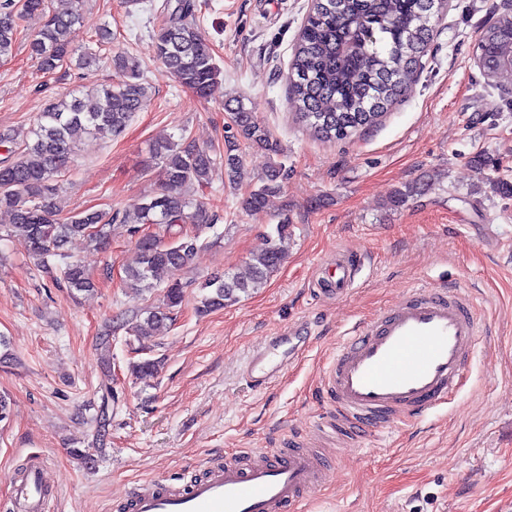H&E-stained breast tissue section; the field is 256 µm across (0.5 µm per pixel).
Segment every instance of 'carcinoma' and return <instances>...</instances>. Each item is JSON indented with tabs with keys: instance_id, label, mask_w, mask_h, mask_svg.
Masks as SVG:
<instances>
[{
	"instance_id": "carcinoma-1",
	"label": "carcinoma",
	"mask_w": 512,
	"mask_h": 512,
	"mask_svg": "<svg viewBox=\"0 0 512 512\" xmlns=\"http://www.w3.org/2000/svg\"><path fill=\"white\" fill-rule=\"evenodd\" d=\"M446 5L447 0H312L294 46L289 76L299 121L318 138L336 142L377 124L417 76L432 36L430 19ZM196 10L197 0H165L153 41L157 58L179 84L206 100L221 88L222 80L212 49L196 24ZM35 13L42 15L43 23L29 39L28 48L42 72L91 62V56L77 55L73 47L80 13L48 12L46 0H0V60L12 55L23 35L21 22ZM478 44L499 61L497 68H482L487 84L492 85L501 74L512 71V12L488 26ZM110 61L121 76L117 83L100 86L90 98L73 95L45 105L35 126L26 132L20 156L0 166V209L12 216L6 236L22 241L28 254L45 267L50 258L60 259L61 280L77 292H88L95 283L82 263L68 260L65 246L71 238L86 237L100 248L114 221L131 225L134 235L147 225L154 226L152 238L137 239L135 265L124 270L125 284L135 292L164 290L162 307L129 326L130 335L143 343L182 304L179 274L201 249V235L215 229L219 221L205 202L185 197L183 187L208 185L221 167L228 181L235 182L242 165L240 139L269 158L257 187L243 198L248 211H262L268 197L281 192L288 169L281 160L279 141L253 123L242 99L230 98L224 106L231 112L235 133L228 136L224 152L160 136L151 145L160 186L135 211L63 214L55 176L67 169L83 138L120 135L148 92L134 57L120 51ZM186 224L194 225V230L185 229ZM288 228L275 225L265 247L250 256L248 277L225 273L208 278L202 285L207 293L199 311L221 309L238 301L239 294L262 287L284 262L281 243L288 237Z\"/></svg>"
}]
</instances>
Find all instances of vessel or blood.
<instances>
[{
    "label": "vessel or blood",
    "instance_id": "obj_1",
    "mask_svg": "<svg viewBox=\"0 0 512 512\" xmlns=\"http://www.w3.org/2000/svg\"><path fill=\"white\" fill-rule=\"evenodd\" d=\"M360 262L341 256L320 288L339 296L354 283ZM478 332L473 303L456 290H415L352 331L331 359L323 379L329 401L325 426L355 443L419 417L447 401L457 386ZM294 339L270 337L253 352L245 374L256 387L271 378L270 359L292 352ZM45 458L14 476L17 512H52L56 491L45 478ZM331 462L308 437L289 434L281 447L247 449L223 464L207 466L183 490L161 482L139 485L126 496L127 512H300L325 480Z\"/></svg>",
    "mask_w": 512,
    "mask_h": 512
}]
</instances>
